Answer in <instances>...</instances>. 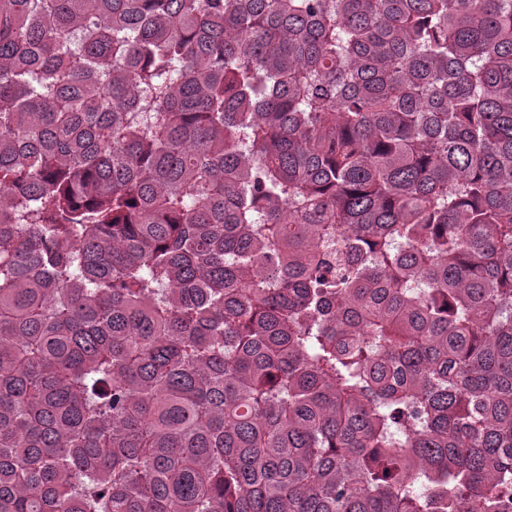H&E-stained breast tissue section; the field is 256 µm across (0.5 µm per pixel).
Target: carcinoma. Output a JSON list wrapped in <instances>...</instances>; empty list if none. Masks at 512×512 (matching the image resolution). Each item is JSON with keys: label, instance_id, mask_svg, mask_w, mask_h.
Masks as SVG:
<instances>
[{"label": "carcinoma", "instance_id": "cac0c4a2", "mask_svg": "<svg viewBox=\"0 0 512 512\" xmlns=\"http://www.w3.org/2000/svg\"><path fill=\"white\" fill-rule=\"evenodd\" d=\"M0 512H512V0H0Z\"/></svg>", "mask_w": 512, "mask_h": 512}]
</instances>
